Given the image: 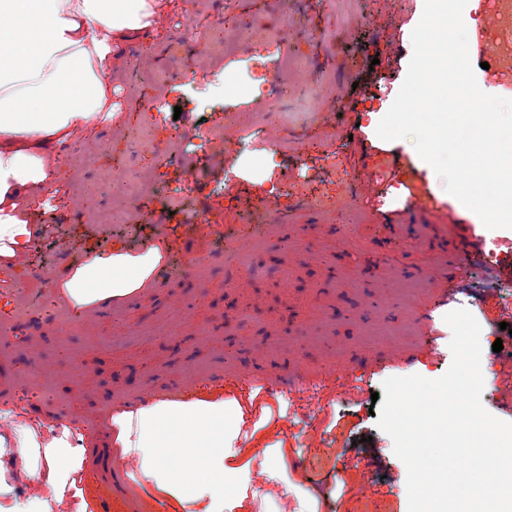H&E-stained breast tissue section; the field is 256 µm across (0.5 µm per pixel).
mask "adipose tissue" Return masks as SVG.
Here are the masks:
<instances>
[{"label": "adipose tissue", "mask_w": 512, "mask_h": 512, "mask_svg": "<svg viewBox=\"0 0 512 512\" xmlns=\"http://www.w3.org/2000/svg\"><path fill=\"white\" fill-rule=\"evenodd\" d=\"M156 11L155 0H0V276L21 271L37 247L30 204L47 202L60 146L111 119L118 43L151 28ZM162 259L157 245L137 255L93 251L55 286L65 307L88 309L143 288ZM233 421L220 402L146 403L114 419L146 476L182 502L210 495L213 512H224V495L239 480L228 464ZM84 454L69 429L42 439L26 422H13L11 435H0V498L13 490L10 463L38 491L0 512H45L48 502H62ZM200 460L217 484L184 481L183 470Z\"/></svg>", "instance_id": "1"}]
</instances>
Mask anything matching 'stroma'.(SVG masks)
Returning <instances> with one entry per match:
<instances>
[{"instance_id":"35a3bbf8","label":"stroma","mask_w":512,"mask_h":512,"mask_svg":"<svg viewBox=\"0 0 512 512\" xmlns=\"http://www.w3.org/2000/svg\"><path fill=\"white\" fill-rule=\"evenodd\" d=\"M424 0H176L154 28L121 42L112 82L111 121L59 149L63 177L96 185L92 195L63 193L32 209L41 241L13 290L55 282L88 250L137 254L162 244L164 257L133 296L68 319L34 314L0 350V412L34 428L68 427L87 448L78 486L86 512L112 498L107 474L123 445L111 417L161 401H223L238 415L234 468L252 471L238 485L242 512H408L407 469L370 415L384 380L442 376L451 352L413 363H379L352 391L275 393L214 383V371L244 361L272 373L295 360L324 369L355 345L399 353L415 341L417 314L429 311L428 335L452 333L447 313L464 308L481 327L484 408L512 423L497 399L506 383L492 371L494 342L512 354L500 324L512 311V230L487 229L444 189L406 139L376 130L406 77L411 33ZM479 40L470 60L479 87L512 97V82L482 69L512 38L487 4L472 13ZM290 31L281 41L278 31ZM292 56L294 68L281 67ZM334 73L332 89L319 87ZM176 143L189 169L175 172L154 146ZM155 181L126 199L144 168ZM205 182L188 214L165 198L189 177ZM435 204L415 231L376 228L400 216L418 191ZM294 216L279 228L280 213ZM497 257L460 254L453 290L442 294L436 247L468 233ZM258 237L256 258L226 260L227 245ZM196 259V274L180 269ZM268 453L275 480L258 477L255 449ZM366 482L367 496L355 493ZM134 512H207L208 500L183 504L139 470L126 476Z\"/></svg>"}]
</instances>
